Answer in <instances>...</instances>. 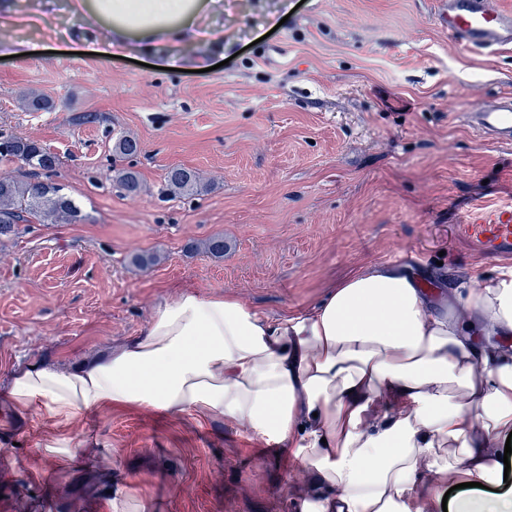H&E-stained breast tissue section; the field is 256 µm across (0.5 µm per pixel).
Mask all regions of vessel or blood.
Masks as SVG:
<instances>
[{"mask_svg": "<svg viewBox=\"0 0 512 512\" xmlns=\"http://www.w3.org/2000/svg\"><path fill=\"white\" fill-rule=\"evenodd\" d=\"M437 21L468 49L490 53L512 43V10L496 7L492 0H439ZM467 120L482 136L512 143V99L477 104ZM455 229L479 254L512 260V196L460 209Z\"/></svg>", "mask_w": 512, "mask_h": 512, "instance_id": "1", "label": "vessel or blood"}]
</instances>
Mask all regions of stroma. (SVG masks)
Listing matches in <instances>:
<instances>
[{"instance_id":"obj_1","label":"stroma","mask_w":512,"mask_h":512,"mask_svg":"<svg viewBox=\"0 0 512 512\" xmlns=\"http://www.w3.org/2000/svg\"><path fill=\"white\" fill-rule=\"evenodd\" d=\"M211 18L233 49L204 73H162L80 45L0 60V130L39 141L90 216L23 224L0 240V512H111L133 485L137 512H292L307 474L230 421L147 410L76 417L93 455H44L53 427L15 417L12 375L73 365L140 335L175 294L221 292L266 315L318 301L354 267L413 250L419 269L494 274L497 260L451 236L457 208L512 189V146L464 115L512 97V44L487 55L454 43L437 0H222ZM287 4L289 18L266 17ZM55 100L33 112L26 100ZM76 112L98 113L90 126ZM135 137L139 153L112 145ZM201 192L160 196L169 167ZM137 171L139 194L116 182ZM223 236V258L203 243ZM195 251H187L188 243ZM136 254L154 265L132 264Z\"/></svg>"}]
</instances>
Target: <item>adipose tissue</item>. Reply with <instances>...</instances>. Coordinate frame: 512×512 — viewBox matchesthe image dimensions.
Listing matches in <instances>:
<instances>
[{
  "label": "adipose tissue",
  "mask_w": 512,
  "mask_h": 512,
  "mask_svg": "<svg viewBox=\"0 0 512 512\" xmlns=\"http://www.w3.org/2000/svg\"><path fill=\"white\" fill-rule=\"evenodd\" d=\"M74 42L101 58L208 68L221 0H66ZM44 0H0V27L40 30ZM10 403L61 427L47 454L82 452L79 412L140 407L236 422L308 473L301 512H512L500 446L512 434V267L431 289L384 263L275 316L236 296L184 292L140 335L65 370L14 373Z\"/></svg>",
  "instance_id": "ef3b65f1"
}]
</instances>
